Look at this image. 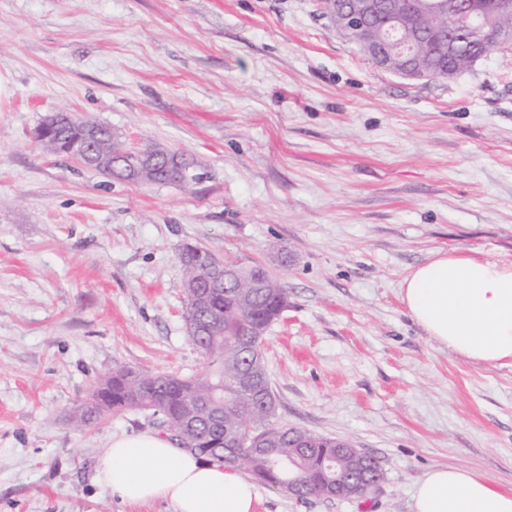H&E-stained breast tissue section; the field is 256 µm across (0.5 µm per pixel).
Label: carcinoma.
<instances>
[{
	"label": "carcinoma",
	"instance_id": "1",
	"mask_svg": "<svg viewBox=\"0 0 512 512\" xmlns=\"http://www.w3.org/2000/svg\"><path fill=\"white\" fill-rule=\"evenodd\" d=\"M360 0H323L324 15L335 31L369 53L371 36L349 28L344 12ZM391 9L406 15L413 32L422 38L434 27L461 30L468 25L484 27L477 39L458 43L457 51L448 55V43L429 42L421 48V80L451 79L471 69L496 46H512V0H438L440 11L421 14L416 0H387ZM86 136L85 124L63 119L47 131L40 141L42 150L62 154L80 144ZM97 140L101 149L120 159L126 144L105 125H98ZM169 183H186L183 171L201 166L179 153L170 155ZM186 294L185 326L189 341L205 357L208 370L197 378H179L119 370L98 383L88 401L74 416L81 427L92 417L127 410H148L161 420L172 435L189 436L192 451L209 462L222 463L249 474L259 483L285 488L293 483L294 496L305 499L318 496L331 499L329 486L340 483L350 489L349 496L364 498L377 487L373 461L352 456L336 457V449L349 442L312 434L295 427L272 423V413L265 405L263 392L271 391L263 361H258L260 389L247 392L238 388L235 377L245 363L241 345L253 341L252 356H262V342L245 332L253 325L270 327L279 317L288 293L273 276L263 288H240L230 284L216 286L211 279L212 254L196 245L186 244L180 253ZM248 432L262 437L267 447L279 452L269 454L240 446L227 451L228 435Z\"/></svg>",
	"mask_w": 512,
	"mask_h": 512
}]
</instances>
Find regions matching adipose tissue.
Returning a JSON list of instances; mask_svg holds the SVG:
<instances>
[{"mask_svg":"<svg viewBox=\"0 0 512 512\" xmlns=\"http://www.w3.org/2000/svg\"><path fill=\"white\" fill-rule=\"evenodd\" d=\"M409 316L442 347L468 361H512V261L438 252L404 279ZM97 479L129 505L158 499L175 512H256L255 486L239 471L210 464L154 432L113 439ZM413 512H512V491L475 472L440 466L415 483Z\"/></svg>","mask_w":512,"mask_h":512,"instance_id":"adipose-tissue-1","label":"adipose tissue"}]
</instances>
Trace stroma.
<instances>
[{
  "instance_id": "35a3bbf8",
  "label": "stroma",
  "mask_w": 512,
  "mask_h": 512,
  "mask_svg": "<svg viewBox=\"0 0 512 512\" xmlns=\"http://www.w3.org/2000/svg\"><path fill=\"white\" fill-rule=\"evenodd\" d=\"M60 111L198 159L195 180L43 152L35 129ZM187 243L288 291L263 340L273 423L383 469L365 500L258 485L257 512H412L440 465L512 488V363L449 352L402 301L436 252L512 261V50L411 82L321 0H0V512H174L96 479L112 438L158 417H72L116 369L206 372L182 318Z\"/></svg>"
}]
</instances>
